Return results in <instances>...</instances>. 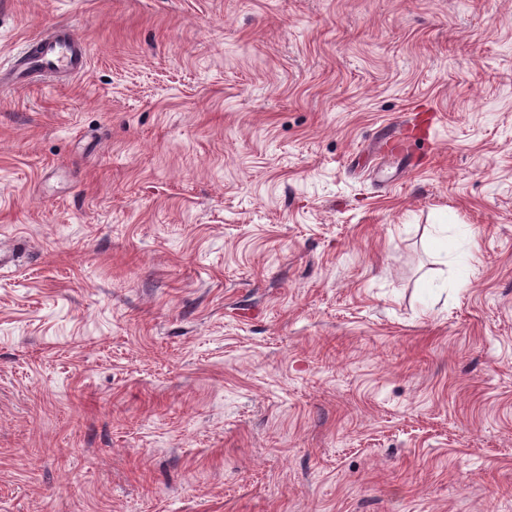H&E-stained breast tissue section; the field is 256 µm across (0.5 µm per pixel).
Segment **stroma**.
<instances>
[{
  "label": "stroma",
  "mask_w": 512,
  "mask_h": 512,
  "mask_svg": "<svg viewBox=\"0 0 512 512\" xmlns=\"http://www.w3.org/2000/svg\"><path fill=\"white\" fill-rule=\"evenodd\" d=\"M60 24L0 92V512H512V0H0V57ZM26 42L23 50L10 56L8 67L16 79L28 80L27 75L51 76L56 73L76 76L86 67L89 46L68 26H57Z\"/></svg>",
  "instance_id": "35a3bbf8"
}]
</instances>
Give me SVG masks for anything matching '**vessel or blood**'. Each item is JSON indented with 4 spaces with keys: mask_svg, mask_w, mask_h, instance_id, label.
<instances>
[{
    "mask_svg": "<svg viewBox=\"0 0 512 512\" xmlns=\"http://www.w3.org/2000/svg\"><path fill=\"white\" fill-rule=\"evenodd\" d=\"M89 46L79 40L70 27L58 26L47 33L29 39L26 49L10 58L13 77L23 79L30 75H78L86 67Z\"/></svg>",
    "mask_w": 512,
    "mask_h": 512,
    "instance_id": "obj_1",
    "label": "vessel or blood"
}]
</instances>
